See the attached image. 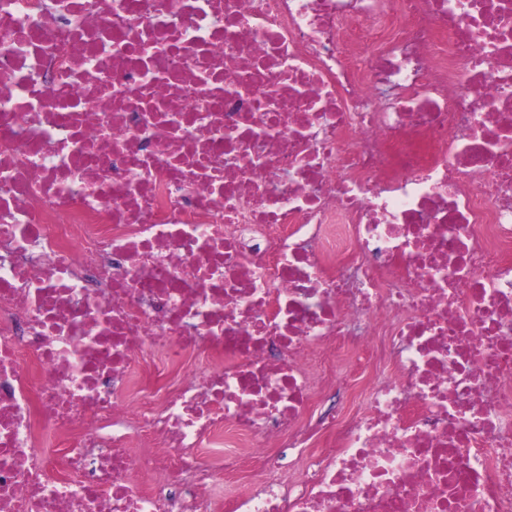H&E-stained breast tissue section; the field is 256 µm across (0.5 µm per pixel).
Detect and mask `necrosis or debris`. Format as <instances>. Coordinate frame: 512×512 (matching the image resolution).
I'll use <instances>...</instances> for the list:
<instances>
[{"mask_svg": "<svg viewBox=\"0 0 512 512\" xmlns=\"http://www.w3.org/2000/svg\"><path fill=\"white\" fill-rule=\"evenodd\" d=\"M242 456L234 512H512V0H0V512ZM257 467L258 463L251 459L242 458L239 460L234 471L224 474V496L244 492Z\"/></svg>", "mask_w": 512, "mask_h": 512, "instance_id": "4bbe7bcc", "label": "necrosis or debris"}]
</instances>
